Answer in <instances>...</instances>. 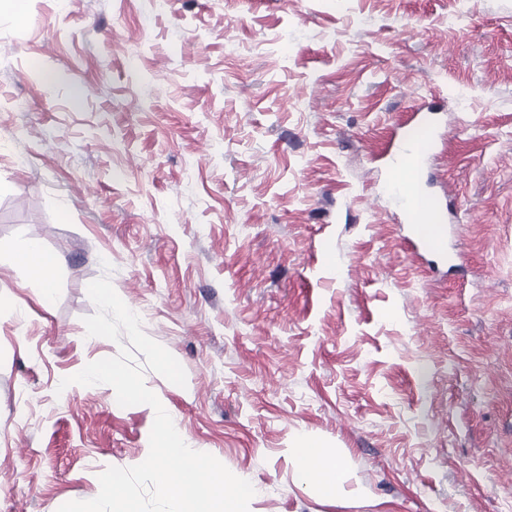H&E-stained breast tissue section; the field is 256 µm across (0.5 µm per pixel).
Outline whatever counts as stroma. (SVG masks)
Segmentation results:
<instances>
[{"label": "stroma", "mask_w": 512, "mask_h": 512, "mask_svg": "<svg viewBox=\"0 0 512 512\" xmlns=\"http://www.w3.org/2000/svg\"><path fill=\"white\" fill-rule=\"evenodd\" d=\"M432 106L453 268L384 190ZM30 241L47 308L5 260ZM105 275L249 512H512V0H0V512L148 455L150 406L60 385L119 351L83 323ZM13 262L22 266L28 273V281L38 288V300L49 307L53 299V280L58 260L43 252L38 243H28L13 256ZM298 475L306 483H317L323 489L336 493V478L340 463L325 454L317 446H305L295 450Z\"/></svg>", "instance_id": "obj_1"}]
</instances>
